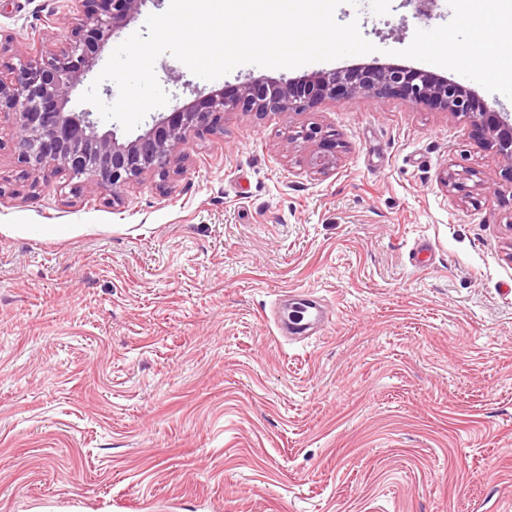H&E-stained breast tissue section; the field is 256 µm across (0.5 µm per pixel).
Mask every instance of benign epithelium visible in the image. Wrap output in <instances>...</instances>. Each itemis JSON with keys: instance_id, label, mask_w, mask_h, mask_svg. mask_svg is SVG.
I'll return each mask as SVG.
<instances>
[{"instance_id": "1", "label": "benign epithelium", "mask_w": 512, "mask_h": 512, "mask_svg": "<svg viewBox=\"0 0 512 512\" xmlns=\"http://www.w3.org/2000/svg\"><path fill=\"white\" fill-rule=\"evenodd\" d=\"M76 23L65 44L49 48L44 33L20 46L0 43L18 64L0 67V115L11 119V141L32 188L49 173L65 170L87 177L110 192L119 206L126 191L148 175L165 182L183 172L184 149L204 131H216L226 112H289L313 109L325 100L355 97L402 99L466 118L477 139L512 168V114L498 112L460 85L420 69L397 66L341 69L313 77L278 81L250 80L227 85L198 109L187 106L163 117L126 142L112 130L102 132L92 113L69 104L108 40L141 11L148 0H73ZM305 141H318L311 164L326 173L336 163L322 130L312 127Z\"/></svg>"}]
</instances>
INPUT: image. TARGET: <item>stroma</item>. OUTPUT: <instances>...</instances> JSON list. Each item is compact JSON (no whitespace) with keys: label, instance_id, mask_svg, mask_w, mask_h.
I'll use <instances>...</instances> for the list:
<instances>
[{"label":"stroma","instance_id":"stroma-1","mask_svg":"<svg viewBox=\"0 0 512 512\" xmlns=\"http://www.w3.org/2000/svg\"><path fill=\"white\" fill-rule=\"evenodd\" d=\"M72 16L0 0V36L62 43ZM335 18L375 52L211 81L164 54L157 115L367 65L423 67L512 113L400 56L451 20L447 0ZM222 123L115 208L66 171L33 189L0 121V512H512V170L468 121L400 99ZM314 126L336 139L323 174ZM291 289L334 309L305 342L274 325ZM303 138L307 142L320 139L317 149L312 154L311 164L313 165V169H316L319 173H326L329 171L336 163V157L335 155L327 153L330 151L324 148L326 146V137L322 134V130L318 127H312L303 133Z\"/></svg>","mask_w":512,"mask_h":512}]
</instances>
